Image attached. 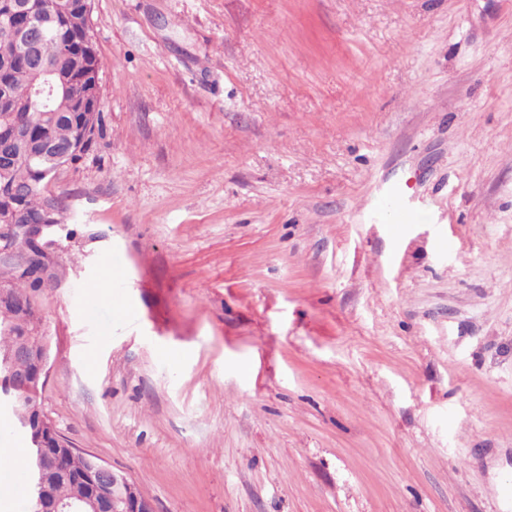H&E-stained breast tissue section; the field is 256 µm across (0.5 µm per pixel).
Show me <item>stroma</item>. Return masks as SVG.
Listing matches in <instances>:
<instances>
[{"label":"stroma","instance_id":"35a3bbf8","mask_svg":"<svg viewBox=\"0 0 512 512\" xmlns=\"http://www.w3.org/2000/svg\"><path fill=\"white\" fill-rule=\"evenodd\" d=\"M91 18L103 136L38 299L59 431L156 512H512V0ZM406 183L411 223L369 212Z\"/></svg>","mask_w":512,"mask_h":512}]
</instances>
